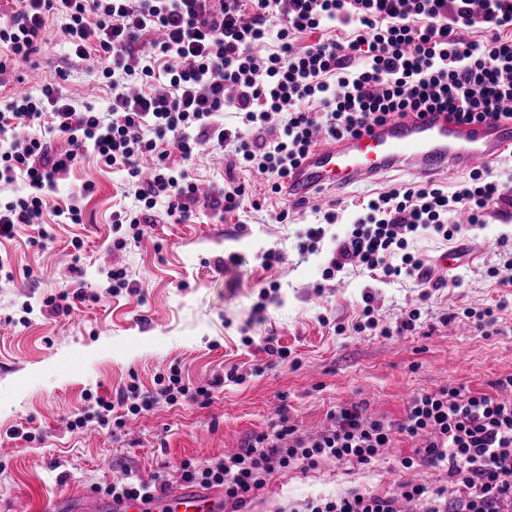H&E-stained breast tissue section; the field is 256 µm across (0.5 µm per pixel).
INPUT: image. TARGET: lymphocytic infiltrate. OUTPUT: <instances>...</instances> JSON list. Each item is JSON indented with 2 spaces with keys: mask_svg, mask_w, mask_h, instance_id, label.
Returning a JSON list of instances; mask_svg holds the SVG:
<instances>
[{
  "mask_svg": "<svg viewBox=\"0 0 512 512\" xmlns=\"http://www.w3.org/2000/svg\"><path fill=\"white\" fill-rule=\"evenodd\" d=\"M0 48L14 62L37 54L51 16L66 20L65 39L81 61L106 57L101 70L112 90L109 112L77 110L59 85L13 95L0 110V183L24 180L26 195L0 204V237L38 223L45 193L54 189L89 149L108 166L126 170L137 205L116 212V224L143 235L158 202L175 222L190 217L199 186L171 166L172 153L194 159L204 145L233 149L240 167L266 176L282 193L298 159L318 134L342 139L372 123L439 110L467 121L512 119V0H15ZM327 22L342 37L303 47L299 34ZM485 31V39L470 30ZM276 45H269V38ZM139 77V88L127 80ZM233 111L241 125L222 119ZM65 134L68 150L50 135ZM365 217L336 241L324 278L348 264L407 276L421 286L444 287L409 243L431 231L451 238L465 223L512 209V186L489 169H471L448 192L437 184L408 183L369 199ZM210 389L189 387L178 367L157 392L134 384L119 403L96 398L115 419L151 410L157 400L209 399ZM420 439L403 468L446 469L456 488L403 483L385 495L352 490L307 502L303 512H512V400L470 394L456 387L416 394L405 420L366 417L361 406L340 408L314 437L287 418L254 435L236 453L195 466L187 482L224 491L229 512H248L257 492L277 473L313 469L324 461L368 466L394 434Z\"/></svg>",
  "mask_w": 512,
  "mask_h": 512,
  "instance_id": "obj_1",
  "label": "lymphocytic infiltrate"
}]
</instances>
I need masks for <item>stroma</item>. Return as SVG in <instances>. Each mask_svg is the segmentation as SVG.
I'll return each instance as SVG.
<instances>
[{
  "instance_id": "stroma-1",
  "label": "stroma",
  "mask_w": 512,
  "mask_h": 512,
  "mask_svg": "<svg viewBox=\"0 0 512 512\" xmlns=\"http://www.w3.org/2000/svg\"><path fill=\"white\" fill-rule=\"evenodd\" d=\"M63 27L62 18L50 17L35 62L0 74V108L9 102V85L36 93L57 82L76 108L90 103L107 111L109 89L71 56ZM170 163L207 188L222 187L232 174L227 156L207 146L187 162L172 154ZM232 175L250 184L262 210L216 214L200 206L176 223L160 203L137 240L129 226L113 224L116 210L137 204L124 190V172L87 153L47 193L40 225L22 224L12 238H0V256L14 273L13 281H0V512H45L57 494L100 493L127 476L149 482L161 472L169 487L179 486L183 462L199 465L234 452L283 414L312 436L347 405L397 423L419 392L452 385L501 395L498 380L512 375V275L502 269L499 242L512 240V221L494 215L450 240L434 233L417 238L415 251L433 277L449 280L446 288L429 292L413 279L389 281L351 266L327 280L336 239L362 216V201L415 182L416 174L397 168L294 205L269 194L262 176ZM88 183L94 190L86 195ZM334 203L338 219L325 224L321 209ZM73 204L83 209L82 223H61L56 210ZM288 206L294 209L289 223H275ZM320 223L325 235L317 250L300 253L299 234ZM42 229L44 247L30 245ZM76 240L81 249L73 248ZM455 249L459 263L441 267L440 255ZM271 250L280 260L269 269L263 256ZM115 265L126 270L130 287L113 296L107 273ZM494 266L499 276L488 275ZM79 286L85 301L64 311L45 307L46 298ZM369 301L379 325L355 332ZM414 308L421 312L414 331L384 335ZM488 308L496 324L479 326L476 315ZM269 337L290 350L292 363H273L265 350ZM174 365L190 386H210V400L161 401L124 427L101 424L95 397L116 400L132 383L154 391ZM231 370L238 382H224ZM81 411L86 426L71 428ZM27 431L32 440L24 439ZM417 446L400 433L368 467L326 461L277 473L251 510L301 512L317 496L355 489L381 495L405 481L454 494L445 470L400 468Z\"/></svg>"
}]
</instances>
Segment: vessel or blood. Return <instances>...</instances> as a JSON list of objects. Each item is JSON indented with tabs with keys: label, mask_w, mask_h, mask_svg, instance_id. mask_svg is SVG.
Instances as JSON below:
<instances>
[{
	"label": "vessel or blood",
	"mask_w": 512,
	"mask_h": 512,
	"mask_svg": "<svg viewBox=\"0 0 512 512\" xmlns=\"http://www.w3.org/2000/svg\"><path fill=\"white\" fill-rule=\"evenodd\" d=\"M512 149V119L462 123L445 112L374 123L358 135L323 140L306 154L288 180V196L336 190L354 180L402 166L427 176L451 168L490 166L505 150ZM100 512L99 496L75 493L56 498L47 512ZM114 512H224V493L178 486L154 503L140 499L113 502Z\"/></svg>",
	"instance_id": "b4317fda"
}]
</instances>
